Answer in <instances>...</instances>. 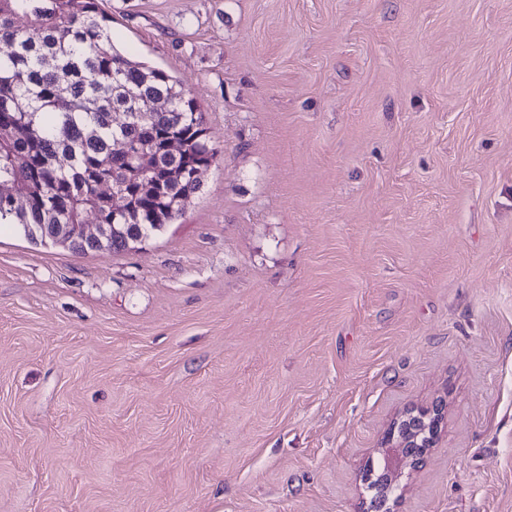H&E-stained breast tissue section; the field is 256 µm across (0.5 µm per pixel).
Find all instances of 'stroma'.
Here are the masks:
<instances>
[{"mask_svg": "<svg viewBox=\"0 0 512 512\" xmlns=\"http://www.w3.org/2000/svg\"><path fill=\"white\" fill-rule=\"evenodd\" d=\"M218 154L173 224L0 227V512H512V0H97ZM441 419L438 407L413 408L393 423L381 448L384 466L378 474L369 473L365 479L367 488L375 491L367 512L392 511L390 501L399 497L398 479L407 466L419 463L418 456L433 443Z\"/></svg>", "mask_w": 512, "mask_h": 512, "instance_id": "35a3bbf8", "label": "stroma"}]
</instances>
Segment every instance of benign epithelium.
I'll return each mask as SVG.
<instances>
[{
	"mask_svg": "<svg viewBox=\"0 0 512 512\" xmlns=\"http://www.w3.org/2000/svg\"><path fill=\"white\" fill-rule=\"evenodd\" d=\"M441 419L437 407L413 408L393 423L381 448L383 468L366 476L367 487L374 491L369 499L372 512L390 509V502L398 498L397 481L403 470L419 463V455L433 443Z\"/></svg>",
	"mask_w": 512,
	"mask_h": 512,
	"instance_id": "benign-epithelium-1",
	"label": "benign epithelium"
}]
</instances>
